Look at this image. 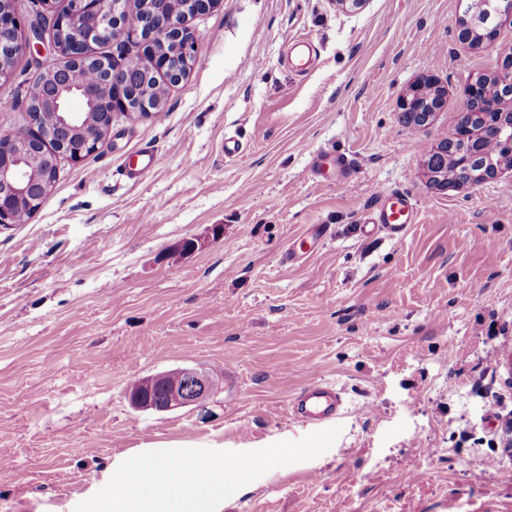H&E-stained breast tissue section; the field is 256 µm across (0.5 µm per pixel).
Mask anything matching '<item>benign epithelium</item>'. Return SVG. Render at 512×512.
I'll list each match as a JSON object with an SVG mask.
<instances>
[{"mask_svg": "<svg viewBox=\"0 0 512 512\" xmlns=\"http://www.w3.org/2000/svg\"><path fill=\"white\" fill-rule=\"evenodd\" d=\"M35 3L27 26L15 16L12 6L0 7V76L8 74L7 62L29 49L32 41L45 40L51 32L52 49L65 58V63L41 72L35 81L41 104L28 105L29 124L38 125L39 112L48 109L56 114V122L35 136L27 132L0 134V224H23L35 214L40 202L52 191L59 160L79 162L94 153L112 130V118L119 113L130 121L152 115L158 105L140 93L132 68L129 50L137 48L144 63L156 72L166 74L173 83L180 82L195 59L196 37L187 21L207 12L218 0H185L180 11L160 13L147 9L140 13L135 29L128 20L132 14L128 0H67L61 11L52 9V0ZM463 7L460 34L478 21L474 8L484 12L482 28L494 37L502 22H512V0H459ZM112 43V70L104 81L105 90L72 86L65 79L66 65L95 59L92 46ZM497 86L512 87V55L504 57L493 77ZM490 80L480 77L464 90L463 110L459 113L457 138L463 143H444L455 151L457 166L444 180L428 172L430 180L453 182L459 188H470L493 177L503 157L512 158V113L503 109L505 97L488 89ZM425 80L414 83L398 102L399 111L409 121L419 116L431 117L441 101L421 98L418 91ZM484 117L478 131L472 127L474 115ZM479 137L499 144L503 156L494 158L467 149L468 138ZM147 387L160 386L164 397L158 402L129 398L136 410L170 412L200 404L213 393L211 376L196 368H178L140 379Z\"/></svg>", "mask_w": 512, "mask_h": 512, "instance_id": "1", "label": "benign epithelium"}]
</instances>
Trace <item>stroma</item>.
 Returning a JSON list of instances; mask_svg holds the SVG:
<instances>
[{"label": "stroma", "instance_id": "35a3bbf8", "mask_svg": "<svg viewBox=\"0 0 512 512\" xmlns=\"http://www.w3.org/2000/svg\"><path fill=\"white\" fill-rule=\"evenodd\" d=\"M460 15L458 0H219L189 20L195 60L161 112L116 117L93 154L60 161L32 218L0 226V512H69L140 448L300 439L314 428L288 405L314 378L344 400L332 447L223 512H512L496 435L512 413V170L440 189L424 168L465 86L512 52V24L475 47ZM62 62L15 58L0 133L27 129L36 76ZM427 75L445 104L418 128L398 101ZM146 148L152 169L128 178ZM321 150L352 175L317 180ZM392 192L415 224L367 236ZM312 224L317 247L286 262ZM182 367L217 379L206 401L131 407L134 380Z\"/></svg>", "mask_w": 512, "mask_h": 512}]
</instances>
